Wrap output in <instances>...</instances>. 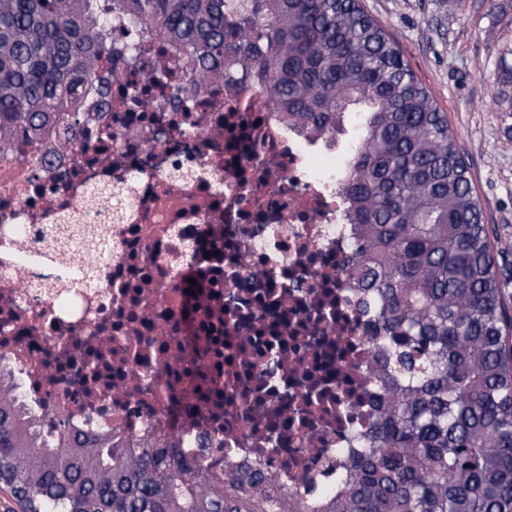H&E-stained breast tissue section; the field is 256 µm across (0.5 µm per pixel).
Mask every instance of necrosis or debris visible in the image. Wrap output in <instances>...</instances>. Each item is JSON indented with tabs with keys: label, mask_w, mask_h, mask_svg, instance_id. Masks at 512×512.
<instances>
[{
	"label": "necrosis or debris",
	"mask_w": 512,
	"mask_h": 512,
	"mask_svg": "<svg viewBox=\"0 0 512 512\" xmlns=\"http://www.w3.org/2000/svg\"><path fill=\"white\" fill-rule=\"evenodd\" d=\"M123 24L103 62L122 78L111 103L85 98L83 146L0 149V371L44 436L168 433L313 506L371 421L342 160L225 84L173 110L177 60L150 34L131 50Z\"/></svg>",
	"instance_id": "necrosis-or-debris-1"
}]
</instances>
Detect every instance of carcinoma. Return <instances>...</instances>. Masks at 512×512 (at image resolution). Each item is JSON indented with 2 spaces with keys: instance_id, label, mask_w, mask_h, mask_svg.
<instances>
[{
  "instance_id": "carcinoma-1",
  "label": "carcinoma",
  "mask_w": 512,
  "mask_h": 512,
  "mask_svg": "<svg viewBox=\"0 0 512 512\" xmlns=\"http://www.w3.org/2000/svg\"><path fill=\"white\" fill-rule=\"evenodd\" d=\"M152 31L191 82L259 96L291 129L346 135L343 263L374 318L376 419L315 512H512V325L490 235L448 119L361 0H0V147L46 140L109 97L101 36ZM78 144L49 143L58 157ZM0 486L24 512H304L266 469L215 475L175 437L49 445L0 392Z\"/></svg>"
}]
</instances>
